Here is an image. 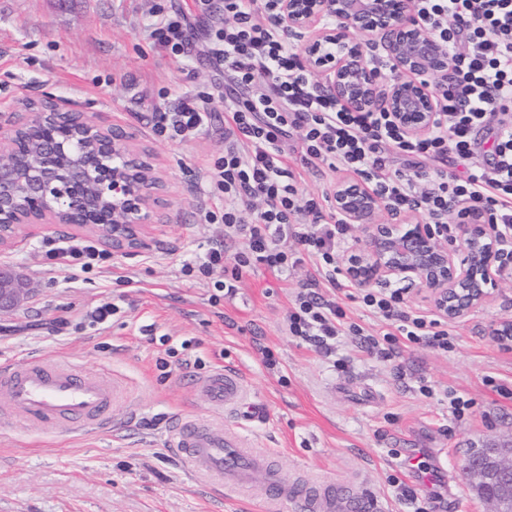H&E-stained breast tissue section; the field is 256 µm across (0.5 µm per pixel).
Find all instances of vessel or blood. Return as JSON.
<instances>
[{
    "instance_id": "obj_1",
    "label": "vessel or blood",
    "mask_w": 512,
    "mask_h": 512,
    "mask_svg": "<svg viewBox=\"0 0 512 512\" xmlns=\"http://www.w3.org/2000/svg\"><path fill=\"white\" fill-rule=\"evenodd\" d=\"M198 387L220 413H237L249 403L242 370L235 366L215 369ZM0 390L30 422H69L86 431L105 429L119 392L99 373L37 356L0 363ZM167 445L193 470L218 476L225 489L257 486L266 497L288 502L295 512H386L370 493L352 498L331 482H319L309 492L284 482L267 456L248 448L237 431L212 420L182 421L169 431Z\"/></svg>"
}]
</instances>
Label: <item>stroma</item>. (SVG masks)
<instances>
[{
  "instance_id": "1",
  "label": "stroma",
  "mask_w": 512,
  "mask_h": 512,
  "mask_svg": "<svg viewBox=\"0 0 512 512\" xmlns=\"http://www.w3.org/2000/svg\"><path fill=\"white\" fill-rule=\"evenodd\" d=\"M211 5L205 15L195 0H0V110L15 111L25 98L66 99L136 134L157 155L167 185L146 247L113 252L114 273L42 265V239L84 236L70 224L25 229L0 253V266L15 268L32 288L0 314V360L75 363L122 389L111 414L116 429L90 437L61 424L30 430L0 392V512H291L250 491L225 498L214 478L190 477L165 446L173 418L212 417L193 381L225 362L240 365L264 417L228 414L224 424L265 452L284 481L325 478L356 493L370 489L390 512H413L406 488L428 497V512H485L462 462L468 449L512 441V346L493 334L512 320V264L492 302L454 323L451 349L412 345L390 360L367 353L357 336L339 337L327 355L288 335L283 319L310 267L284 278L251 273L217 306L211 281L183 272V260L209 245L201 206H224L222 196H205L200 178L206 160L224 151L231 93L208 54L223 26L222 0ZM176 11L193 26V49L181 59L147 36L161 14ZM163 92L173 99L212 93L208 131L189 143L156 138L151 112ZM104 300L118 312L91 322ZM164 335L192 343L188 364L168 374L156 365ZM266 347L278 368H266ZM195 358L202 367L192 366ZM425 385L433 396L422 393ZM456 397L469 402L459 415L449 407Z\"/></svg>"
}]
</instances>
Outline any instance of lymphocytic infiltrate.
Wrapping results in <instances>:
<instances>
[{"instance_id":"f902f5d3","label":"lymphocytic infiltrate","mask_w":512,"mask_h":512,"mask_svg":"<svg viewBox=\"0 0 512 512\" xmlns=\"http://www.w3.org/2000/svg\"><path fill=\"white\" fill-rule=\"evenodd\" d=\"M224 27L213 56L241 90L224 118V154L202 179L224 196V211L209 210L213 228L205 253L184 260L186 273L209 279L211 300L232 299L240 282L264 269L287 274L308 264L313 273L286 315L289 335L322 349L350 334L365 336L368 349L388 358L394 347L423 344L448 350L446 321L413 312L405 288H367L366 311L374 333L350 321L336 300L321 291L336 285L337 249L349 227L337 220L330 193L305 192L288 165L301 164L358 176L400 215H420L448 229L449 218L477 211L499 230L500 250L512 253V0H416L420 25L451 52L453 78L436 91L437 118L425 138L407 136L385 112H361L338 103L313 82L285 29L276 0H224ZM149 37L171 57L186 55L192 32L184 14L163 16ZM266 79L268 91L253 87ZM212 99L186 96L153 114L156 137L191 142L208 127ZM492 134V161L472 163L475 135ZM466 161L463 173L434 170L448 156ZM259 207L250 220L241 208ZM239 243L227 254V243ZM38 253L46 267L87 271L109 260L94 241L47 238Z\"/></svg>"}]
</instances>
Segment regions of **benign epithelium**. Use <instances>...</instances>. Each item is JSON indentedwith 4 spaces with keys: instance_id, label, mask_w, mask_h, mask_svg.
<instances>
[{
    "instance_id": "benign-epithelium-1",
    "label": "benign epithelium",
    "mask_w": 512,
    "mask_h": 512,
    "mask_svg": "<svg viewBox=\"0 0 512 512\" xmlns=\"http://www.w3.org/2000/svg\"><path fill=\"white\" fill-rule=\"evenodd\" d=\"M279 20L309 69L341 104L387 112L408 136L429 135L435 89L452 78L448 48L415 20L412 0H278ZM38 120L0 126V250L30 224L87 227L117 250L146 246L144 226L164 202L158 159L97 114L61 99H39ZM333 202L364 244L346 269L361 287L406 282L430 310L455 323L495 297L507 258L495 227L475 215L456 226L459 246L443 245L430 224L406 214L382 219L384 202L361 183H336ZM27 279L0 269V312L27 298ZM463 470L489 512H512V444L475 448Z\"/></svg>"
}]
</instances>
